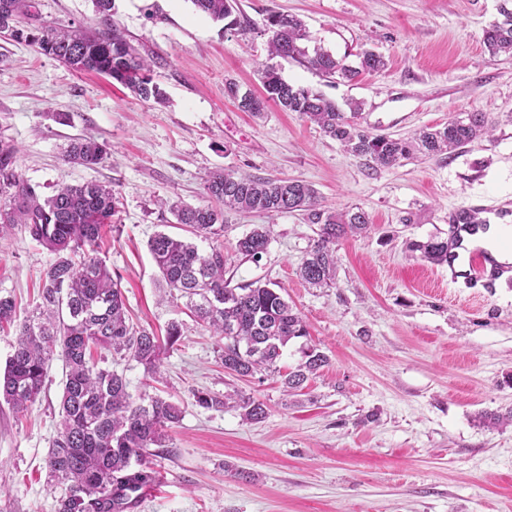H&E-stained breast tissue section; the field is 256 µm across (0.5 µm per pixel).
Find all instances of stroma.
Returning a JSON list of instances; mask_svg holds the SVG:
<instances>
[{
    "instance_id": "stroma-1",
    "label": "stroma",
    "mask_w": 512,
    "mask_h": 512,
    "mask_svg": "<svg viewBox=\"0 0 512 512\" xmlns=\"http://www.w3.org/2000/svg\"><path fill=\"white\" fill-rule=\"evenodd\" d=\"M22 20L60 28L96 25L92 0H36ZM499 0H237L248 33L228 30L191 0H114L110 19L143 56L163 102H144L111 78L65 66L25 40L0 33V140L13 144L23 179L41 196L64 185L112 186L117 227L98 255L121 282L134 322L164 332L184 323L166 350L159 394L182 419L156 460L160 477L135 512H512V425L484 414L512 409V279L480 288L424 261L410 242L447 239L448 212L461 205L512 211V58L487 52L485 30ZM300 17L308 49L358 66L363 51L384 70L354 80L322 75L268 54L266 19ZM276 65L289 83L339 106L357 101L356 122L373 135L412 138L420 129L483 112L490 135L453 155H415L365 169L336 140L295 112L240 111L225 88L260 93ZM104 144L107 159L70 163L73 139ZM298 179L323 208H362L371 228L337 246L336 283L309 287L299 265L317 237L306 212L229 214L225 280L278 284L305 320L309 337L292 342L281 368L307 344L328 364L298 395L278 379L242 380L224 371L221 337L197 324L182 301L162 300L148 240L185 238L170 204H208V173ZM267 225L261 260L244 259L237 239ZM52 254L27 232L0 239V294L19 316L38 299ZM61 360L26 413L0 406V512H56L45 459L57 434ZM241 391L267 403L266 418L200 407L201 392Z\"/></svg>"
}]
</instances>
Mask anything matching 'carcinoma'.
Wrapping results in <instances>:
<instances>
[{"label": "carcinoma", "instance_id": "1", "mask_svg": "<svg viewBox=\"0 0 512 512\" xmlns=\"http://www.w3.org/2000/svg\"><path fill=\"white\" fill-rule=\"evenodd\" d=\"M196 10L216 21L232 16L235 0H191ZM99 26L59 29L47 22L37 33L18 38L29 40L37 50L80 71L106 75L130 89L144 101L163 99L153 82L152 60L141 55L125 35L109 24L112 0H93ZM29 0H0V30L16 31L22 16H35ZM501 20L484 32L483 43L492 57H512V0H500ZM269 55L303 59L328 76L352 80L360 72H378L385 67L382 56L366 52L353 68L332 54L302 46L307 39L302 21L289 14L267 17ZM263 95L238 94L229 84L228 95L243 112L259 114L272 103L285 112H297L316 124L324 135L339 141L362 164L377 170L394 166L419 151L428 155L453 154L458 148L492 131L484 112L452 120L442 127L427 128L415 140L373 136L354 122L351 115L320 92L290 84L277 72L262 71ZM106 156L94 140L70 144V162L93 166ZM207 205H173L176 223L189 226L201 238L224 237L226 214H283L309 212L318 225L317 239L302 259L301 279L311 287L335 283L336 243L369 230L362 209L332 212L319 208L317 192L302 181L242 176L232 169L211 172L205 180ZM117 214L116 195L106 185L85 183L60 187L41 198L21 176L17 149L0 141V238L19 226L54 255L44 270L40 302L19 326L14 350L0 373V401L15 413H24L39 399L49 366L55 356L65 365V380L59 404L57 434L49 448L46 467L49 480L64 488L56 512H130L141 491L156 483L153 458L167 447L168 431L182 418L175 402L159 394L142 392L133 398L125 376L93 360L92 352L107 351L142 365L149 375L157 373L160 355L178 344L184 325L168 324L165 339L135 325L128 316L118 281L95 246L112 228ZM269 244L265 227L253 228L235 244L237 253L259 259ZM411 248L433 264L448 262V241L429 239ZM148 249L161 273L164 292L185 300L195 321L224 338L220 363L236 377L265 372L281 378L284 391L303 387L328 364L324 353L303 350L304 361L287 373L278 362L288 343L309 336L306 322L283 296L282 289L267 284L231 288L224 280V247L217 244L201 252L191 242L158 232ZM16 306L0 295V329L14 324ZM199 406L221 410L234 408L246 420L265 418L266 405L239 394L201 393Z\"/></svg>", "mask_w": 512, "mask_h": 512}]
</instances>
